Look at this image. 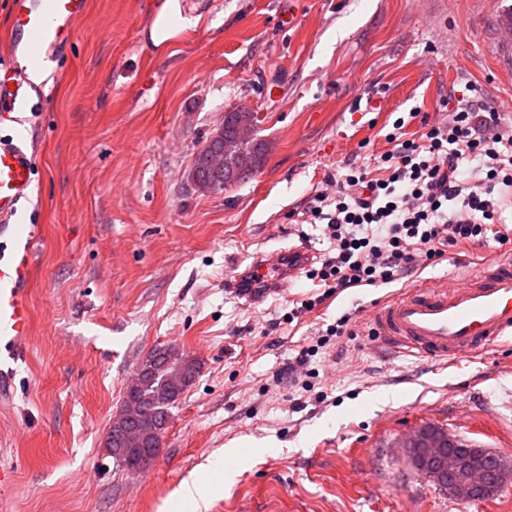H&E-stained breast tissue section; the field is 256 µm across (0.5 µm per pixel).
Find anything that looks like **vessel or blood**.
Masks as SVG:
<instances>
[{
	"mask_svg": "<svg viewBox=\"0 0 512 512\" xmlns=\"http://www.w3.org/2000/svg\"><path fill=\"white\" fill-rule=\"evenodd\" d=\"M88 0H11L8 47L11 63L0 67V383L11 384L12 361L31 330L27 282L35 227L21 221L33 190L34 148L21 128L37 121L32 96L42 86L29 77L45 68L71 42L74 23ZM308 249L257 254L234 274L232 287L260 299L306 266ZM375 323L380 334L437 360L454 361L512 335V261L494 258L464 282L424 281L387 301Z\"/></svg>",
	"mask_w": 512,
	"mask_h": 512,
	"instance_id": "b4317fda",
	"label": "vessel or blood"
}]
</instances>
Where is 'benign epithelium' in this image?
Masks as SVG:
<instances>
[{"instance_id":"benign-epithelium-1","label":"benign epithelium","mask_w":512,"mask_h":512,"mask_svg":"<svg viewBox=\"0 0 512 512\" xmlns=\"http://www.w3.org/2000/svg\"><path fill=\"white\" fill-rule=\"evenodd\" d=\"M257 123L239 122L235 126V136L224 140V151L210 152L205 156V172L217 173L224 169V160L241 142L255 138ZM176 352L168 348L163 354L164 364L174 367L172 381L176 387H184L185 377L182 363H173ZM158 357L147 356L137 367L126 384L123 402L113 418L116 441L121 445L137 450L148 460L155 449L146 447L145 425L152 432L160 434L167 421L154 419L151 411L131 395L132 388L139 378L149 373ZM398 447L407 449L411 463L417 473L432 482L448 495L466 502H479L498 492L505 484L507 468L503 457L483 448L457 450V438L439 426L426 424L406 434L398 440Z\"/></svg>"}]
</instances>
